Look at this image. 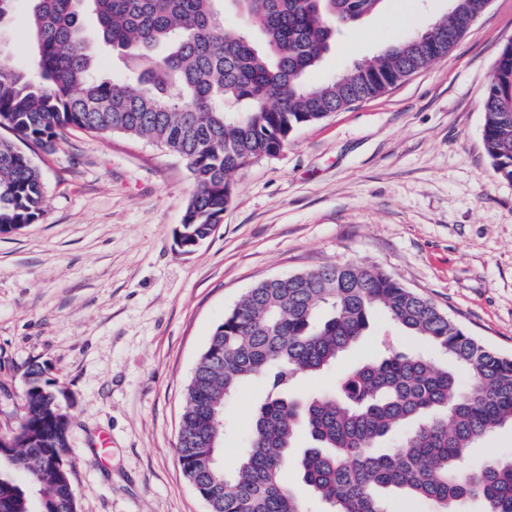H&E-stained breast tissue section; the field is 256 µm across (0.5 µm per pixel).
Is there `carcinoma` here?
Wrapping results in <instances>:
<instances>
[{"instance_id":"1","label":"carcinoma","mask_w":512,"mask_h":512,"mask_svg":"<svg viewBox=\"0 0 512 512\" xmlns=\"http://www.w3.org/2000/svg\"><path fill=\"white\" fill-rule=\"evenodd\" d=\"M30 72L0 59V127L46 147L69 130L145 138L183 158L194 181L184 242L215 231L232 198V177L276 155L290 133L382 94L426 68L480 15L483 0H452L430 29L390 43L319 85L307 81L336 35L383 0H233L252 25L228 28L218 0H28ZM96 37L112 46L139 88L101 75L86 39L85 7ZM483 145L495 174L512 182V41L502 49L484 101ZM41 172L14 142L0 139V234L39 220ZM427 348L383 340L379 356L336 390L290 396L295 379L327 370L370 329L377 314ZM444 356V366L436 357ZM18 426L1 434L27 488L0 472V512H77L70 418L45 369L32 364ZM267 395L256 408L235 466L210 463L224 436V409L245 381ZM414 428L397 448L386 441ZM512 425V357L472 336L448 314L382 269L325 264L244 293L214 329L186 387L177 455L208 512H311L284 485L294 465L330 512H399L382 492L398 491L462 512H512V460L473 464L469 449ZM305 432L309 446L294 459Z\"/></svg>"}]
</instances>
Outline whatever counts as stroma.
<instances>
[{
  "label": "stroma",
  "instance_id": "stroma-1",
  "mask_svg": "<svg viewBox=\"0 0 512 512\" xmlns=\"http://www.w3.org/2000/svg\"><path fill=\"white\" fill-rule=\"evenodd\" d=\"M448 0H384L337 38L317 85L425 30ZM19 0L0 50L27 69ZM512 40V0H490L448 53L384 93L303 125L236 173L218 229L193 253L175 231L194 185L184 159L145 139L71 131L31 150L44 213L0 235V433L23 415L37 362L72 418L78 512H207L176 452L186 385L214 328L258 282L328 263L377 266L512 357V182L482 141L483 98ZM376 317L335 367L296 381L326 392L371 360ZM263 380L229 400L221 459L234 465Z\"/></svg>",
  "mask_w": 512,
  "mask_h": 512
}]
</instances>
